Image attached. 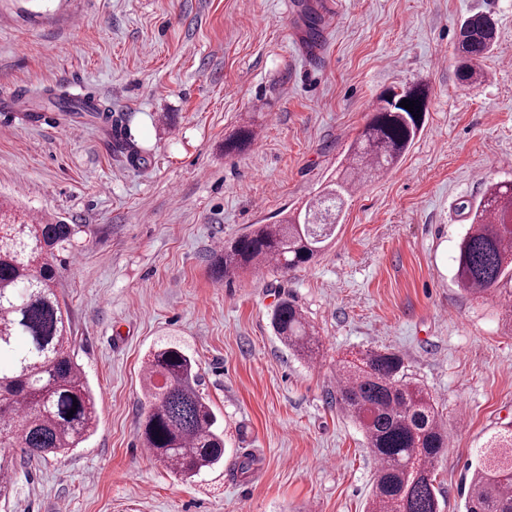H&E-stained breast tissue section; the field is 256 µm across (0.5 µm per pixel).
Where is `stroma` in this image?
<instances>
[{
	"label": "stroma",
	"instance_id": "stroma-1",
	"mask_svg": "<svg viewBox=\"0 0 512 512\" xmlns=\"http://www.w3.org/2000/svg\"><path fill=\"white\" fill-rule=\"evenodd\" d=\"M476 12L498 38L467 85L454 47ZM409 84L428 90L423 130L346 199L316 261L216 279L215 252L314 200L378 96ZM2 85L51 116L0 120V199L82 227L52 263L97 424L19 464L0 512H366L375 461L335 397L339 363L369 349L433 398L449 436L436 486L465 512L478 448L512 426V281L475 297L456 278L463 204L512 180V0H0ZM58 90L131 114L141 160L104 118L53 110ZM243 125L255 138L225 156ZM284 299L320 339L314 360L274 332ZM163 340L195 358L224 428L223 464L187 481L139 434Z\"/></svg>",
	"mask_w": 512,
	"mask_h": 512
}]
</instances>
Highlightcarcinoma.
<instances>
[{"label": "carcinoma", "mask_w": 512, "mask_h": 512, "mask_svg": "<svg viewBox=\"0 0 512 512\" xmlns=\"http://www.w3.org/2000/svg\"><path fill=\"white\" fill-rule=\"evenodd\" d=\"M497 28L486 14L467 17L455 54L463 81L484 77L481 61L493 49ZM428 94L420 85L379 97L351 146L346 171L325 188L304 216L260 224L224 245L213 273L232 278L250 267L270 265L286 273L311 262L325 235L316 220L336 218L344 198L357 185L396 165L421 132ZM415 103L418 113L401 106ZM59 112L103 113L112 127L126 125V114L109 106L76 100L66 93L47 97ZM246 126L224 142L235 154L253 139ZM471 224L459 244L457 279L468 293L491 294L512 274V181L491 184L480 201L465 205ZM77 224H43L25 219L0 203V497L13 488L21 456L44 459L80 447L94 432L93 393L70 350L66 318L55 289L54 252L67 250ZM276 336L308 360L319 339L292 301L273 312ZM197 363L173 341L147 354L144 389L147 402L139 425L145 447L183 480L224 462V434L210 403L201 395ZM336 404L363 430L376 468L367 512H443L435 486L436 464L447 435L433 399L406 379L403 361L393 352L367 350L338 369ZM72 417H67L71 409ZM466 512H512V429L490 438L479 453L465 491Z\"/></svg>", "instance_id": "obj_1"}]
</instances>
